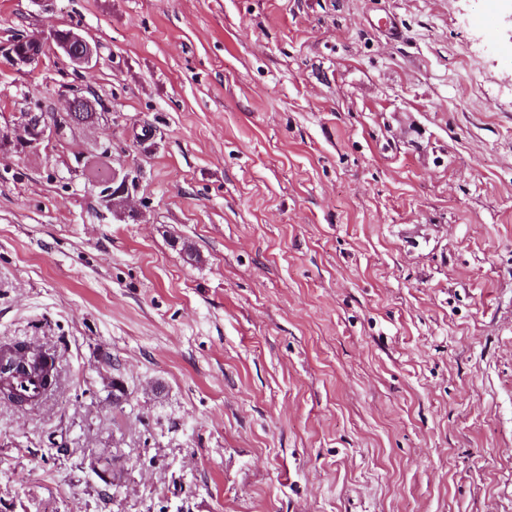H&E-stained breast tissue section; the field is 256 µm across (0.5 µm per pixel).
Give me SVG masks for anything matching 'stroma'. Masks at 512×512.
<instances>
[{
	"label": "stroma",
	"instance_id": "obj_1",
	"mask_svg": "<svg viewBox=\"0 0 512 512\" xmlns=\"http://www.w3.org/2000/svg\"><path fill=\"white\" fill-rule=\"evenodd\" d=\"M19 34L0 130L99 119L0 150V345L57 367L0 402V512H512V0H0ZM59 29L56 30L53 34V37L57 41H64L69 34L70 38V44L74 43L75 46H77V51L71 50L70 44L67 45H59L57 46L66 56L69 57L72 64H74L77 67L82 66H89L93 59L94 55L96 53L95 47L92 46V44L84 38L80 33L74 31L73 29ZM26 38H28V40L24 43L25 53H28L32 56L39 54L43 45V41L36 36H27ZM23 40V38H16L8 47L1 50V55L4 54L3 56L9 61L8 64L11 66H29L35 64L36 62L39 63L43 58L42 54L39 56L30 57L29 55H24L16 51L14 45ZM34 112L18 114V123L23 126L26 136L24 139L12 140L8 134L0 130V139L5 145L13 146L17 152H22L28 147L44 141L57 139L67 130V124L58 120L57 124L46 121L43 117L35 119Z\"/></svg>",
	"mask_w": 512,
	"mask_h": 512
}]
</instances>
